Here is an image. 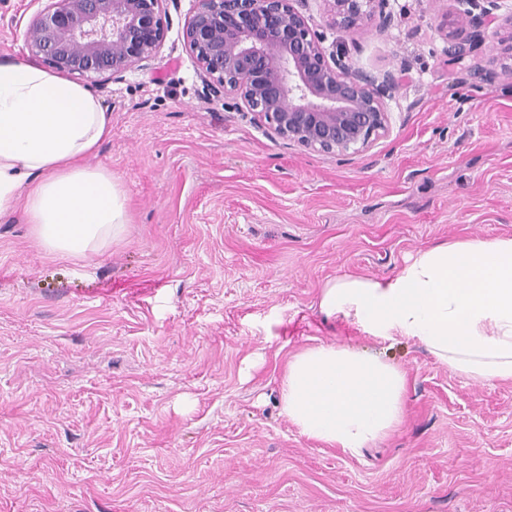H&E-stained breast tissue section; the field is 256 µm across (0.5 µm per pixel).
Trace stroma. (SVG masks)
Masks as SVG:
<instances>
[{
    "instance_id": "stroma-1",
    "label": "stroma",
    "mask_w": 512,
    "mask_h": 512,
    "mask_svg": "<svg viewBox=\"0 0 512 512\" xmlns=\"http://www.w3.org/2000/svg\"><path fill=\"white\" fill-rule=\"evenodd\" d=\"M167 0L160 53L86 85L112 114L89 158L129 229L86 263L0 218V512H512V381L474 385L412 340L318 312L326 281L394 275L444 241L512 235V81L452 67V0H390L395 24L339 32L368 71L405 70L390 133L334 156L208 90ZM30 0H0V60L29 59ZM376 350L405 418L352 457L280 413L312 339Z\"/></svg>"
}]
</instances>
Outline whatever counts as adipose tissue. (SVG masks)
Returning a JSON list of instances; mask_svg holds the SVG:
<instances>
[{
  "label": "adipose tissue",
  "instance_id": "adipose-tissue-1",
  "mask_svg": "<svg viewBox=\"0 0 512 512\" xmlns=\"http://www.w3.org/2000/svg\"><path fill=\"white\" fill-rule=\"evenodd\" d=\"M111 135L112 116L86 85L0 61V216L23 207L31 236L62 260L120 241L126 192L86 164ZM318 308L371 337L414 340L473 383L512 380V236L420 250L387 278L330 280ZM406 390L405 372L383 357L321 341L289 356L279 407L303 436L357 456L400 424Z\"/></svg>",
  "mask_w": 512,
  "mask_h": 512
}]
</instances>
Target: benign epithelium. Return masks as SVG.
Wrapping results in <instances>:
<instances>
[{"label":"benign epithelium","mask_w":512,"mask_h":512,"mask_svg":"<svg viewBox=\"0 0 512 512\" xmlns=\"http://www.w3.org/2000/svg\"><path fill=\"white\" fill-rule=\"evenodd\" d=\"M27 27L32 58L64 75L117 81L153 59L168 29L166 0H43ZM297 0H198L183 41L215 93L234 95L273 132L308 150L343 156L366 151L392 125L389 102L403 74L373 73L324 47L325 36ZM329 26L343 32L394 23L389 0H323ZM444 28L448 64L467 63L485 40L512 31L499 0H453ZM501 73L475 67L492 83L512 80V34L499 40Z\"/></svg>","instance_id":"benign-epithelium-1"}]
</instances>
